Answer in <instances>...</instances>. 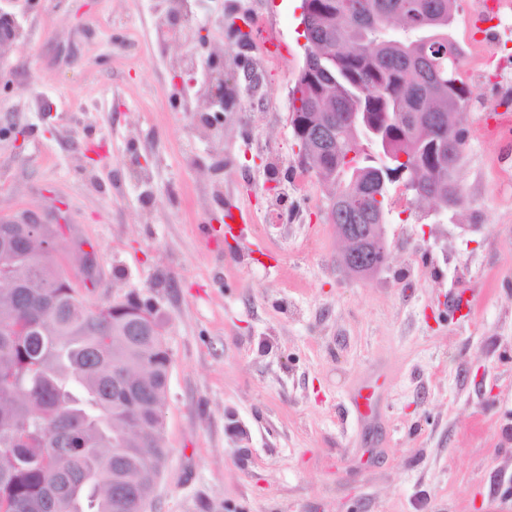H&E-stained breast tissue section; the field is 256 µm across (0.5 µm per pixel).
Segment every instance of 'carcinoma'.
<instances>
[{"instance_id": "carcinoma-1", "label": "carcinoma", "mask_w": 512, "mask_h": 512, "mask_svg": "<svg viewBox=\"0 0 512 512\" xmlns=\"http://www.w3.org/2000/svg\"><path fill=\"white\" fill-rule=\"evenodd\" d=\"M419 2L416 29L402 25L412 0L302 3L324 22L306 25L305 62L319 71L311 82L299 75L292 111L336 113V165L321 175L336 199L373 215L386 212L387 197L363 186L361 132L347 112L370 126L388 113H433L438 121L423 140L411 121L398 128L390 169L406 170L449 210L469 202L454 176L464 141L453 124L456 101L472 97L461 73L465 52L450 36L426 41L448 33L456 0ZM331 31L343 40L332 57ZM22 237L19 225L0 224L1 247H18ZM58 252L29 244L17 264L33 268L40 287L0 288V512H140L167 455L158 405L172 358L158 338L113 335L112 304L91 306L66 285ZM129 370L152 399L143 407L127 399ZM130 427L134 447H118L114 435Z\"/></svg>"}]
</instances>
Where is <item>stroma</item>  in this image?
Returning a JSON list of instances; mask_svg holds the SVG:
<instances>
[{"label":"stroma","mask_w":512,"mask_h":512,"mask_svg":"<svg viewBox=\"0 0 512 512\" xmlns=\"http://www.w3.org/2000/svg\"><path fill=\"white\" fill-rule=\"evenodd\" d=\"M170 4L0 0L17 31L0 218L59 224L65 253L95 257L93 279L68 267L88 303L133 294L163 323L148 512H512V148L481 130L494 88L458 117L469 205L438 215L393 183L388 258L358 278L290 124L302 0H184L176 41L159 33ZM230 213L247 239L205 234Z\"/></svg>","instance_id":"stroma-1"}]
</instances>
